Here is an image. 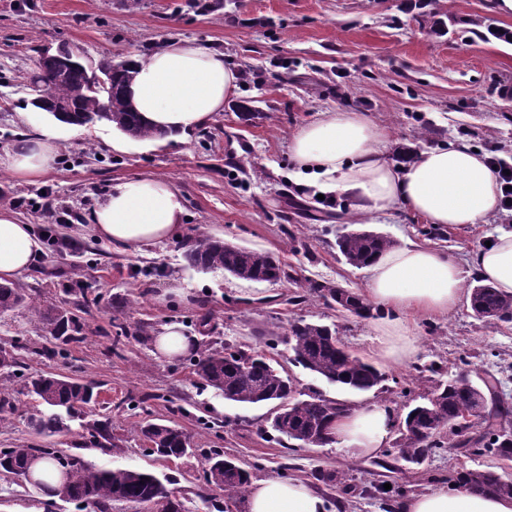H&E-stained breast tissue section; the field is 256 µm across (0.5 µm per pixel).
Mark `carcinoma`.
<instances>
[{"label": "carcinoma", "mask_w": 512, "mask_h": 512, "mask_svg": "<svg viewBox=\"0 0 512 512\" xmlns=\"http://www.w3.org/2000/svg\"><path fill=\"white\" fill-rule=\"evenodd\" d=\"M139 61L127 58L113 65L102 62L93 70L83 61H71L60 69L39 67L31 77L30 86H37L32 104L54 118L71 124L89 125L107 121L133 139H153L154 132L135 112L126 98L125 87L133 78ZM110 111H101L103 104ZM395 242L375 231L359 229L347 232L336 240L338 252L346 264L363 268L382 250ZM189 263L202 271H223L236 279L249 282H278L285 277L280 262L269 252L240 247L215 239L204 233L197 235L187 251ZM65 295L73 298V306L40 305L28 299L24 290L13 283H0V313L17 308H31L37 315L44 335L54 340V346L34 348L32 352L48 358H63L70 348L85 339L86 323L82 313L95 301L90 284L71 280L61 284ZM309 290L325 304L336 306L357 317L369 318L381 313L353 292L339 293L331 284L312 283ZM470 309L486 322L497 325L512 323V295L505 294L491 283L478 278L468 285ZM112 343L119 349L123 339L139 336L149 340L148 326L130 328L113 325ZM294 361L316 377L343 390L365 393L381 391L386 375L363 358L338 344L336 331L319 322L300 320L290 328ZM29 345L11 344L10 350L0 348L4 360L0 370L6 376L21 371L16 350ZM195 375L207 386L220 391L224 399L242 405L278 403L281 411L271 421V428L280 439L306 442L311 438L325 446L333 442L330 428L347 405L319 394L306 399L293 397V380L274 365V359L246 351L209 350L193 360ZM21 386L36 395L45 405L29 417V424L38 435L52 436L64 430L60 412L78 410L94 398V386L78 379L60 375H20ZM489 382L479 386L471 371L461 369L451 378L439 381L423 402L406 413L401 426L408 435L395 442L396 459L410 466L420 465L423 452L459 448L473 453H491L504 460L512 459V426L489 424L476 437L467 428L450 429L448 424L466 412L485 405L484 390ZM142 439L161 458L180 459L191 452L186 434L176 425L147 422L139 426ZM92 444L103 452L112 451V422L96 420L86 427L79 446ZM36 458H48L60 471L61 485L54 495L67 502H77L109 512L114 501L141 505L162 504L163 512H182V504L170 499L159 479L134 468H94L81 460L65 455L57 448L33 445L0 448V472L17 477L29 476V466ZM229 457L214 451L207 457L211 480L209 484L224 491V498L234 501L245 494L250 475L241 466L224 467ZM454 485L468 486L483 493L512 495V481L484 474L481 469L460 471L449 478Z\"/></svg>", "instance_id": "1"}]
</instances>
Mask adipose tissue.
<instances>
[{
	"mask_svg": "<svg viewBox=\"0 0 512 512\" xmlns=\"http://www.w3.org/2000/svg\"><path fill=\"white\" fill-rule=\"evenodd\" d=\"M239 76L221 51L189 41L166 44L142 62L128 87L133 107L158 131L185 134L223 111L238 89ZM63 134L59 123L35 125L0 155V167L15 177L47 172ZM385 131L361 112L327 111L293 134L288 153L299 186L346 198L357 217L398 209L427 223L452 228L484 224L498 216L501 192L484 155L467 142L418 151L398 164L380 151ZM184 212L169 182L137 177L113 185L91 215L98 238L136 249L179 237ZM40 250L30 225L0 209V282L27 272ZM364 295L387 307L374 322L370 353L386 365L409 361L417 352L416 321L453 312L466 276L474 274L512 294V230L457 260L448 251L408 243L379 253L369 266ZM392 409L370 403L347 411L332 428L337 447L349 458L376 456L388 442ZM247 512H332L325 496L297 478L251 482ZM397 512H512V497L465 487H436L398 502Z\"/></svg>",
	"mask_w": 512,
	"mask_h": 512,
	"instance_id": "adipose-tissue-1",
	"label": "adipose tissue"
}]
</instances>
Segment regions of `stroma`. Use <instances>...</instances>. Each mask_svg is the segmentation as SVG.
Wrapping results in <instances>:
<instances>
[{"label": "stroma", "mask_w": 512, "mask_h": 512, "mask_svg": "<svg viewBox=\"0 0 512 512\" xmlns=\"http://www.w3.org/2000/svg\"><path fill=\"white\" fill-rule=\"evenodd\" d=\"M493 19L512 33V14L498 11L496 0H215L211 10L188 0H0V153L11 147L24 126L48 121L34 109L29 80L41 51L66 47L85 61L131 56L140 60L167 41L190 40L222 51L246 81L202 129L181 141H130L113 150L122 136L106 122L61 142L52 168L42 177L22 180L0 167V208L22 223L50 225L80 244L98 243V254L43 252L35 269L18 278L26 293L60 303L62 282L82 279L99 297L85 316L83 344L68 358L22 352L26 376L60 374L100 384L110 402L90 403L67 418L65 433L45 438L28 418L39 400L0 374L14 410L0 411V448L35 444L78 454L97 467H131L157 475L183 504L185 512H246L245 500L228 502L203 478L205 454L222 449L237 459L251 479L299 477L326 494L336 512H386L380 498L368 495L374 484H391L400 496L444 486L466 469H487L512 481V461L488 454L450 449L433 451L422 465L402 469L393 448L373 459H351L335 445L283 448L269 426L271 406L226 401L202 387L192 358L211 348L265 350L294 379L301 395L320 394L350 407L378 402L402 417L408 405L428 395L436 380L452 377L461 365L490 380L498 404L512 423V324L493 326L476 319L468 302L445 317L417 321L418 351L412 361L386 367L381 393L343 391L315 378L292 361L289 326L305 319L334 326L349 350L365 357L371 322L330 308L308 294L310 283H330L357 292L369 279L367 269L345 263L336 250L348 211L344 198L300 190L290 177L288 140L303 124L326 110L365 113L388 134L383 151L395 160L399 147L426 149L464 140L488 152L512 157V42L474 36L469 20ZM251 115H243L242 106ZM138 176L171 181L179 189L186 219L180 238L142 250L95 241L85 225L113 184ZM52 204L40 208L43 190ZM226 242L266 251L286 272L277 283L238 280L191 266L185 254L196 230ZM376 231L396 244L408 242L447 249L458 258L495 236L512 230V219L460 229L439 228L401 211L379 218ZM179 283L186 299L160 302ZM306 300L294 305L295 294ZM168 323L181 326L190 348L172 359L154 357L153 344L135 337L112 351L104 331L114 323ZM25 339L45 344L40 323L25 308L0 314V345ZM433 363L438 373L417 377L416 366ZM110 418L116 446L110 453L76 449L85 423ZM215 421L213 430L197 421ZM177 424L189 437L193 454L166 460L149 454L140 423ZM342 471L344 483L325 485L318 472ZM0 512H80L59 498L43 499L23 479L0 476Z\"/></svg>", "instance_id": "35a3bbf8"}]
</instances>
